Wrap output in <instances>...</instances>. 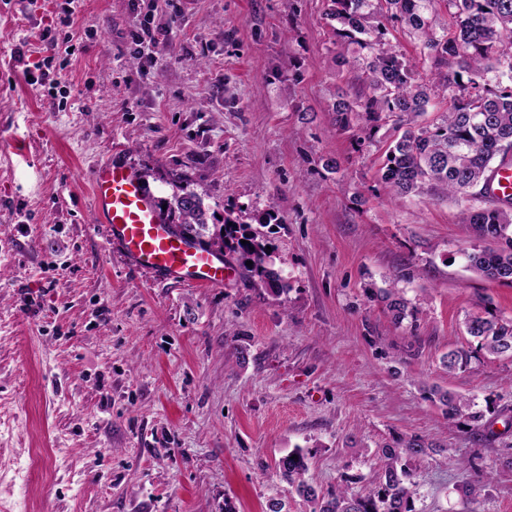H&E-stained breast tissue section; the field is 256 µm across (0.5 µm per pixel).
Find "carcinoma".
<instances>
[{
  "label": "carcinoma",
  "mask_w": 512,
  "mask_h": 512,
  "mask_svg": "<svg viewBox=\"0 0 512 512\" xmlns=\"http://www.w3.org/2000/svg\"><path fill=\"white\" fill-rule=\"evenodd\" d=\"M327 18L336 22L342 45L357 47L356 56L338 62L358 90L351 98L336 94V130L358 127L369 143L382 128L392 130L381 169L390 198L427 195L457 202L460 222L472 233L463 251L469 267L489 280L512 283V204L477 210L465 205L487 196L497 164L512 157V47L505 42L512 37V0H330ZM395 24L417 41L419 58H405L387 38ZM437 93L449 95L448 107L432 121H420ZM163 205L179 235L238 255L254 283L274 294L285 291L270 263L265 222L253 226L229 211L222 223L210 225L201 197L184 187L158 202ZM382 300L395 323L412 315L398 289L383 290ZM465 329L475 346L445 354L441 363L448 372L467 367L480 353L512 360V318L471 315ZM430 394L446 408L449 421L462 419L473 430L489 428L501 415L489 399L479 408L474 399L438 387ZM433 448L418 436L380 446L374 487L362 494L340 487L318 492L305 479L310 452L304 448L281 457L277 469L312 512H415L406 481L412 462ZM489 480L488 473L472 469L464 495L477 500Z\"/></svg>",
  "instance_id": "1"
}]
</instances>
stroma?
Instances as JSON below:
<instances>
[{
	"mask_svg": "<svg viewBox=\"0 0 512 512\" xmlns=\"http://www.w3.org/2000/svg\"><path fill=\"white\" fill-rule=\"evenodd\" d=\"M64 3L0 0V512H311L280 457L310 450L307 480L357 494L379 445L415 435L442 448L412 466L416 512H512V429L449 423L422 390L512 409V361L440 362L472 345L467 315L512 316V283L469 267L455 201L388 199L385 134L337 133L336 58L353 51L329 0ZM66 18L74 54L28 84L11 55L42 61ZM115 156L156 198L277 213L286 292L238 270L206 289L127 269L90 201ZM393 285L414 321L393 323ZM474 458L494 479L473 503Z\"/></svg>",
	"mask_w": 512,
	"mask_h": 512,
	"instance_id": "stroma-1",
	"label": "stroma"
}]
</instances>
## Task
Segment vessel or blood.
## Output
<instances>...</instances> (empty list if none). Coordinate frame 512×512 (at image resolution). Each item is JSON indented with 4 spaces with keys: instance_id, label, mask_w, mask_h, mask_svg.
<instances>
[{
    "instance_id": "obj_1",
    "label": "vessel or blood",
    "mask_w": 512,
    "mask_h": 512,
    "mask_svg": "<svg viewBox=\"0 0 512 512\" xmlns=\"http://www.w3.org/2000/svg\"><path fill=\"white\" fill-rule=\"evenodd\" d=\"M96 223L105 225L109 244L128 266L153 276L204 288L223 287L220 257L176 235L166 224L143 177L117 160L98 165L91 177ZM498 203L512 199V161L496 169L490 182Z\"/></svg>"
}]
</instances>
